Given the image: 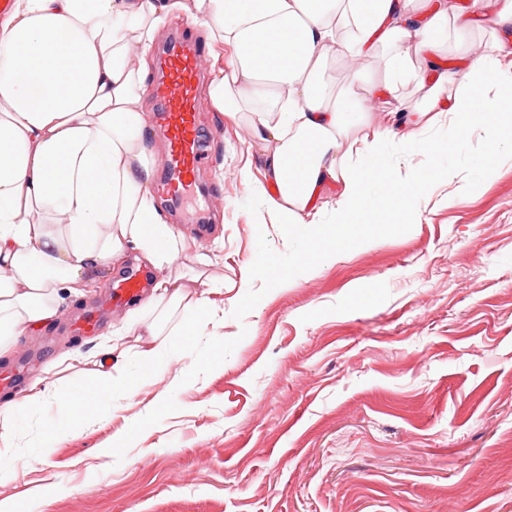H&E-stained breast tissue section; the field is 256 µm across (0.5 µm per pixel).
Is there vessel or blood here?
<instances>
[{"label":"vessel or blood","mask_w":512,"mask_h":512,"mask_svg":"<svg viewBox=\"0 0 512 512\" xmlns=\"http://www.w3.org/2000/svg\"><path fill=\"white\" fill-rule=\"evenodd\" d=\"M164 79L152 93L158 99L161 122L169 151L163 163L175 190H183L194 181L203 157L198 132L197 89L203 69L202 53L192 43L173 42L162 61ZM144 285L137 274H128L113 283L112 298L128 300L139 297Z\"/></svg>","instance_id":"b4317fda"}]
</instances>
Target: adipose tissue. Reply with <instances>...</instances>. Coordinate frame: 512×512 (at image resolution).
<instances>
[{"label":"adipose tissue","mask_w":512,"mask_h":512,"mask_svg":"<svg viewBox=\"0 0 512 512\" xmlns=\"http://www.w3.org/2000/svg\"><path fill=\"white\" fill-rule=\"evenodd\" d=\"M202 18L208 45L227 49L206 94L215 111L240 119L261 157L260 209L303 229L317 260L324 241L352 242L363 216L399 223L418 191L378 160L377 141L349 143L369 120V97L397 99L415 75L413 57L439 62L446 40L464 47L465 66H441L430 109L407 113L389 136L426 130L448 86L458 94L451 120L459 135L481 130L482 168L512 148V71L497 54L512 52V0H469L449 14L444 0H185ZM173 0H13L0 14V354L17 331L47 324L61 291L85 288L111 272L126 247L152 264L172 262L176 236L156 205L153 118L145 106L158 33ZM491 24L494 54L469 49ZM388 47L375 82L361 62ZM350 60L342 84L322 79L327 62ZM342 192L333 222L321 198ZM153 301L182 308L179 336H203L224 322L205 291L181 277L156 282ZM126 372L104 375L93 394L73 393L79 410L112 408L129 393Z\"/></svg>","instance_id":"1"}]
</instances>
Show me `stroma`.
I'll use <instances>...</instances> for the list:
<instances>
[{
  "instance_id": "1",
  "label": "stroma",
  "mask_w": 512,
  "mask_h": 512,
  "mask_svg": "<svg viewBox=\"0 0 512 512\" xmlns=\"http://www.w3.org/2000/svg\"><path fill=\"white\" fill-rule=\"evenodd\" d=\"M397 105L370 98L369 133L421 108L429 69ZM199 185L162 211L177 237L169 273H203L224 310V339L174 337L161 374L140 370L112 410L70 413L115 356L150 346L131 329L159 269L128 250L56 318L0 358L15 382L0 402L45 388L50 403L11 416L0 499L20 512H512V152L477 166L481 132L442 123L380 160L399 175L434 171L404 223L367 216L357 240L326 244L258 224L250 135L200 101ZM145 290L116 305L109 286ZM285 274L280 284L277 274ZM93 315L91 336L73 331ZM76 422L54 438L43 423ZM110 288L112 299L128 300L139 297L143 292L144 285L137 273H130L123 280L113 283Z\"/></svg>"
}]
</instances>
